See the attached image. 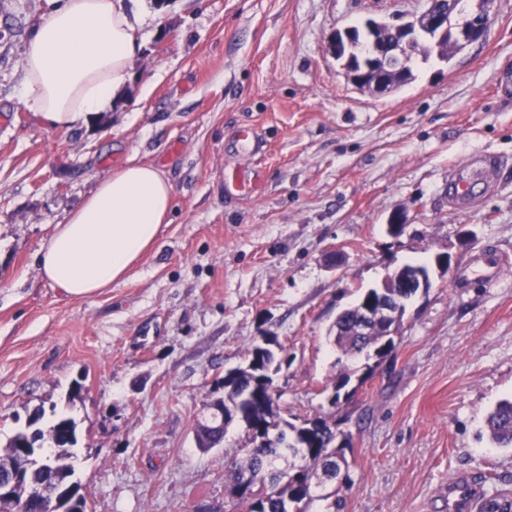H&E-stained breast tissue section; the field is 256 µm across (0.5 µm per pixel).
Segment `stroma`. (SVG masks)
<instances>
[{
	"label": "stroma",
	"mask_w": 512,
	"mask_h": 512,
	"mask_svg": "<svg viewBox=\"0 0 512 512\" xmlns=\"http://www.w3.org/2000/svg\"><path fill=\"white\" fill-rule=\"evenodd\" d=\"M425 0H142L147 24L112 111L43 128L21 104L24 45L50 0H0V446L43 410L78 424L73 465L88 512H238L226 480L244 433L197 447L225 370L268 336L285 422L316 417L349 437L344 512H449L460 476L512 491V449L484 428L512 397V0H492L484 40L446 61L414 56L383 95L351 84L330 36L408 20ZM255 127L263 148L236 149ZM505 167L469 204L448 181L469 155ZM163 168L169 222L127 279L93 297L44 283L36 254L129 157ZM260 172L229 197L228 174ZM402 213L406 228L386 225ZM450 254L415 298L396 347L349 361L354 393L331 406L337 314L393 269ZM504 264L474 276L482 254ZM79 395H72V388Z\"/></svg>",
	"instance_id": "stroma-1"
}]
</instances>
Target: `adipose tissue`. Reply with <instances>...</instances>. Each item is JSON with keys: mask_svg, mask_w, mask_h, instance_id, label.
Here are the masks:
<instances>
[{"mask_svg": "<svg viewBox=\"0 0 512 512\" xmlns=\"http://www.w3.org/2000/svg\"><path fill=\"white\" fill-rule=\"evenodd\" d=\"M141 25L134 0H62L30 32L20 103L47 128L89 125L129 82ZM172 200L161 168L129 158L41 245L43 281L72 298L124 281L156 245Z\"/></svg>", "mask_w": 512, "mask_h": 512, "instance_id": "adipose-tissue-1", "label": "adipose tissue"}]
</instances>
